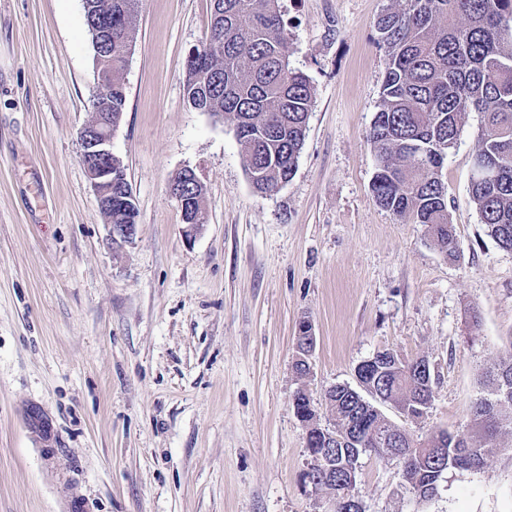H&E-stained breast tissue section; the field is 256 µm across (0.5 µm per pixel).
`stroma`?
<instances>
[{
  "mask_svg": "<svg viewBox=\"0 0 512 512\" xmlns=\"http://www.w3.org/2000/svg\"><path fill=\"white\" fill-rule=\"evenodd\" d=\"M291 67L313 89L294 177L254 191L232 125L193 110L186 57L211 0H140L112 141L138 234L113 248L80 162L96 73L82 0H0V512H322L305 485L298 388L324 392L389 349L426 358L416 437L467 429L484 371L512 350V251L470 197L479 113L442 171L461 248L377 203L369 131L396 0H279ZM192 168L208 222L186 239L169 190ZM310 320L311 373L293 341ZM475 472L419 500L399 463L363 456L364 512H512V432Z\"/></svg>",
  "mask_w": 512,
  "mask_h": 512,
  "instance_id": "35a3bbf8",
  "label": "stroma"
}]
</instances>
